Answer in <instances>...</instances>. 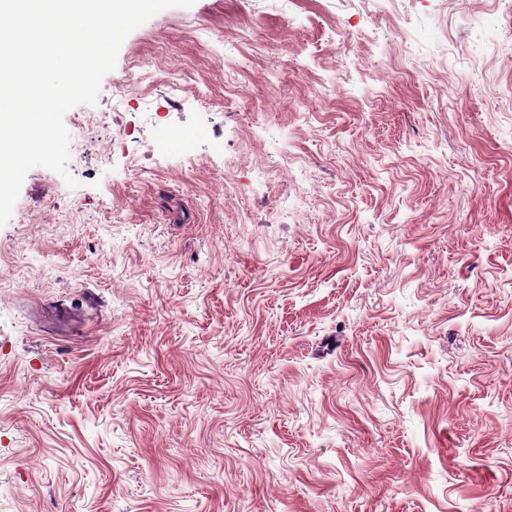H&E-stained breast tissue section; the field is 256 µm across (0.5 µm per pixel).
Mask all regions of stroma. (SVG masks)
Masks as SVG:
<instances>
[{
	"mask_svg": "<svg viewBox=\"0 0 512 512\" xmlns=\"http://www.w3.org/2000/svg\"><path fill=\"white\" fill-rule=\"evenodd\" d=\"M78 120L0 226V512H512V0L169 7Z\"/></svg>",
	"mask_w": 512,
	"mask_h": 512,
	"instance_id": "obj_1",
	"label": "stroma"
}]
</instances>
